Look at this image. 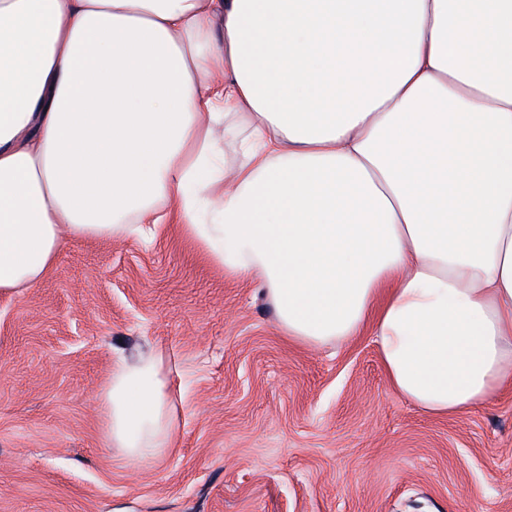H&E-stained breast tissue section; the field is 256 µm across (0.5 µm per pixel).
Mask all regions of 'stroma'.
I'll return each mask as SVG.
<instances>
[{"instance_id":"1","label":"stroma","mask_w":512,"mask_h":512,"mask_svg":"<svg viewBox=\"0 0 512 512\" xmlns=\"http://www.w3.org/2000/svg\"><path fill=\"white\" fill-rule=\"evenodd\" d=\"M153 348L179 430L130 462L99 391L117 350ZM0 512H512V396L431 416L390 390L372 336L288 341L177 232L73 241L0 296Z\"/></svg>"}]
</instances>
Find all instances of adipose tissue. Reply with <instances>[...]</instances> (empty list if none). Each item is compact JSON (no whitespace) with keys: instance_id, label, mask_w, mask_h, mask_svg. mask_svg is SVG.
Masks as SVG:
<instances>
[{"instance_id":"1","label":"adipose tissue","mask_w":512,"mask_h":512,"mask_svg":"<svg viewBox=\"0 0 512 512\" xmlns=\"http://www.w3.org/2000/svg\"><path fill=\"white\" fill-rule=\"evenodd\" d=\"M163 224L429 414L512 389V0H0V295ZM99 405L167 452V353Z\"/></svg>"}]
</instances>
